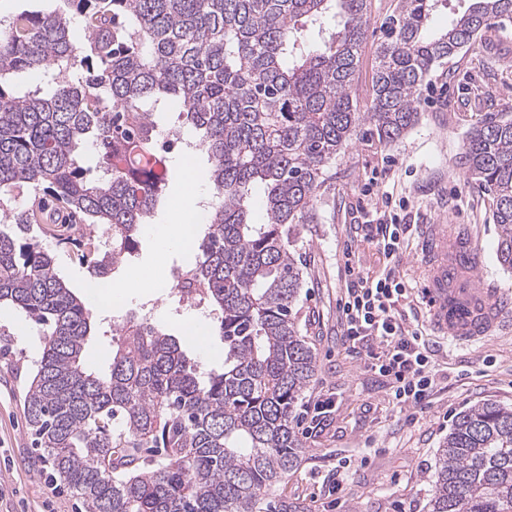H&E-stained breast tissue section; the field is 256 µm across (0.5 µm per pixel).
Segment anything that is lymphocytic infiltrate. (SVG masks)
Returning <instances> with one entry per match:
<instances>
[{
    "mask_svg": "<svg viewBox=\"0 0 512 512\" xmlns=\"http://www.w3.org/2000/svg\"><path fill=\"white\" fill-rule=\"evenodd\" d=\"M404 208V203L386 200L374 218L360 226L363 241L391 260L401 251L407 231L400 216ZM408 293L394 271L369 279L356 271L352 262H345L339 302L341 336L349 346H367L368 365L391 381L396 404L419 406L434 388L436 369L429 346L420 333L407 327L397 308Z\"/></svg>",
    "mask_w": 512,
    "mask_h": 512,
    "instance_id": "f902f5d3",
    "label": "lymphocytic infiltrate"
}]
</instances>
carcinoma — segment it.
<instances>
[{
  "instance_id": "carcinoma-1",
  "label": "carcinoma",
  "mask_w": 512,
  "mask_h": 512,
  "mask_svg": "<svg viewBox=\"0 0 512 512\" xmlns=\"http://www.w3.org/2000/svg\"><path fill=\"white\" fill-rule=\"evenodd\" d=\"M80 19L23 11L0 19V303L42 326L25 394L40 460L86 512H263L301 462L293 411L316 375L297 323L303 270L296 224L365 120L378 139L417 121L422 86L483 33L512 22V0H472L433 33L438 0H400L377 51L372 100L351 87L369 0H67ZM35 85L22 94L15 79ZM178 105L208 162V223L189 278L224 339V372L188 366L148 320L116 330L110 372L84 368L89 312L42 240L58 217L90 277L135 250L170 186L159 115ZM460 165L491 196L498 252L512 269V117L467 132ZM261 187L266 220L250 218ZM428 512H512V408L474 404L437 450Z\"/></svg>"
}]
</instances>
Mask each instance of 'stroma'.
I'll list each match as a JSON object with an SVG mask.
<instances>
[{
  "label": "stroma",
  "instance_id": "1",
  "mask_svg": "<svg viewBox=\"0 0 512 512\" xmlns=\"http://www.w3.org/2000/svg\"><path fill=\"white\" fill-rule=\"evenodd\" d=\"M397 3L371 0L351 88L358 111L370 106L375 52ZM475 87L490 93L484 108L474 105ZM419 110L416 125L390 143L360 123L328 169L331 189L314 203L316 223L298 225L290 246L304 267L299 326L317 356V374L298 407L326 398L334 405L316 429L297 428L305 449L302 462L274 487L272 497L303 502L308 512H427L436 451L455 416L485 400L512 408V333L469 345L430 338L438 373L428 403L421 406L393 403L389 381L367 366L366 348L353 350L341 340L338 301L345 251H352L349 259L365 276L375 278L392 267L354 229L388 189L410 201L406 222L411 230L395 266L404 280L413 278L418 226L452 222L470 225L485 280L512 293V269L499 261L488 197L457 164L473 124L491 113H512V23L489 31L435 73ZM149 301L157 304L155 322L181 342L199 371L222 372L221 336L208 326L188 328L190 313L167 283L132 293L114 310L91 308L90 370H108L114 330ZM42 347L40 325L0 304V512H85L81 501L37 460L28 431L24 397ZM341 461L347 468L340 473L336 466ZM338 479L343 489L336 493L332 486Z\"/></svg>",
  "mask_w": 512,
  "mask_h": 512
}]
</instances>
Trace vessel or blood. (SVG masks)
I'll return each mask as SVG.
<instances>
[{
	"instance_id": "obj_1",
	"label": "vessel or blood",
	"mask_w": 512,
	"mask_h": 512,
	"mask_svg": "<svg viewBox=\"0 0 512 512\" xmlns=\"http://www.w3.org/2000/svg\"><path fill=\"white\" fill-rule=\"evenodd\" d=\"M417 253L420 295L435 335L472 344L506 329L512 297L477 279L481 255L463 225H421Z\"/></svg>"
}]
</instances>
